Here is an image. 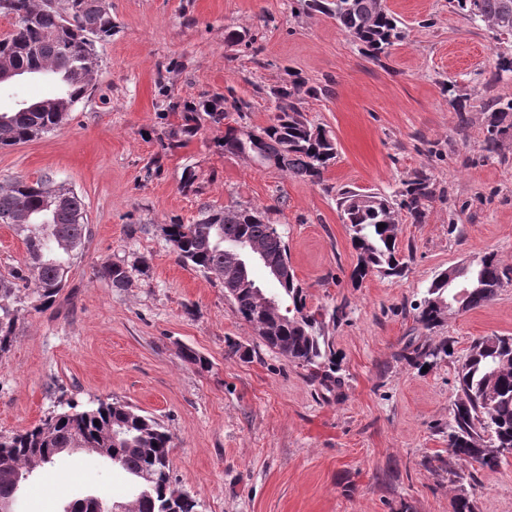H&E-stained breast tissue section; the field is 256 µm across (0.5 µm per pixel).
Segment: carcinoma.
<instances>
[{
	"instance_id": "cac0c4a2",
	"label": "carcinoma",
	"mask_w": 512,
	"mask_h": 512,
	"mask_svg": "<svg viewBox=\"0 0 512 512\" xmlns=\"http://www.w3.org/2000/svg\"><path fill=\"white\" fill-rule=\"evenodd\" d=\"M0 15L14 20V29L0 40V65H9L18 76L38 74L57 79L62 91L47 99L27 103L13 112L0 113V148L27 142L53 131L93 86L98 67L95 44L112 36V13L106 0H0ZM308 11L336 21L357 40L365 56L388 55L405 38L401 22L387 9L384 0H304ZM469 20L492 29L512 28V0H450ZM320 93L302 80L281 86L271 94L277 112L270 123L259 127L264 150L254 162L274 166L295 178L319 184L337 158L335 138L309 120L299 122L300 100ZM495 115L482 150L491 157L498 153L499 135L512 128V100L493 101ZM183 108L182 124L167 133V146L174 147L191 136L204 121L222 124L229 112H243L248 104L239 99L229 106ZM400 201L392 202L378 193L350 189L339 192L337 208L348 226L357 254L352 278L371 274L401 277L407 269L406 256L397 237L402 217L419 224L425 202L433 196L431 176L419 170L403 181ZM86 210L73 189L45 176L35 181L16 178L0 186V224L10 225L26 247L27 269L35 281V293L44 305L53 302L65 288L71 262L83 246ZM385 227L378 228L379 224ZM166 240L180 260L204 274L216 273L224 283H236L242 271L225 250L253 243L270 257L289 261L288 246L275 234L266 212L258 209L205 211L194 224H167ZM98 274L120 290L128 287L130 271L111 264ZM20 272L0 276V351L13 336L23 304L17 281ZM512 281V267L497 254L486 252L478 261L458 270L457 284L480 282L462 299V311L482 307L498 295L504 282ZM281 314L277 330L262 340L301 366H318L326 356L329 341L325 320L337 322L346 316V305L333 308L329 317L311 310L307 294L296 274L276 283ZM456 288L448 278L437 275L413 304L414 321L431 332L425 340L410 339L403 357L413 365L425 366L431 355H451L452 340L435 336L444 325L440 305L455 300ZM236 316L250 325L257 312L249 288L230 297ZM120 431L112 439V431ZM103 448L112 468L123 472L129 488L128 512H195L196 503L179 491L171 480L172 435L154 418L141 414L127 403L104 402L92 409L61 411L39 424L9 436L0 435V499L18 497L26 476L53 464L57 452L75 447ZM512 447V336H481L473 340L457 368V389L448 413V455L458 461L493 471L503 461L498 449Z\"/></svg>"
}]
</instances>
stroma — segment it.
<instances>
[{
    "label": "stroma",
    "instance_id": "1",
    "mask_svg": "<svg viewBox=\"0 0 512 512\" xmlns=\"http://www.w3.org/2000/svg\"><path fill=\"white\" fill-rule=\"evenodd\" d=\"M107 2L115 28L97 44L93 87L54 131L0 149V184L52 176L82 196L88 224L54 303L23 290L0 352V434L72 404L126 402L170 431L171 478L196 512H453L463 489L475 512H512V459L479 471L477 486L450 482L460 464L445 433L472 340L512 336V283L447 319L440 333L453 338L452 357L422 373L399 356L425 336L411 305L438 273L485 251L512 266V128L498 155L482 150L492 102L512 98L511 75L487 80L512 41L448 0H385L407 37L377 60L300 0ZM231 30L245 42H228ZM298 78L321 90L302 102L307 119L337 142L323 184L224 153L223 126L208 122L163 148L181 122L170 103L232 95L251 105L242 125L263 126L271 89ZM56 92L46 78H16L0 84V112ZM421 169L434 196L424 223L399 226L404 276L353 281L339 190L392 197ZM246 207L277 225L310 308L348 302L346 318L326 327L340 385L267 347L223 284L184 264L162 232L206 209ZM112 263L129 269L128 288L98 277ZM188 349L205 365L187 362ZM125 490L109 462L74 450L30 478L16 510L61 512L80 495Z\"/></svg>",
    "mask_w": 512,
    "mask_h": 512
}]
</instances>
